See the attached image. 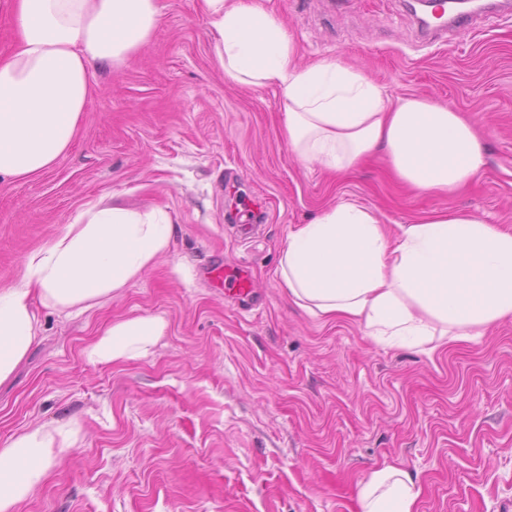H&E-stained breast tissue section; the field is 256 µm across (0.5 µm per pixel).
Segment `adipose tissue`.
<instances>
[{
	"label": "adipose tissue",
	"instance_id": "1",
	"mask_svg": "<svg viewBox=\"0 0 512 512\" xmlns=\"http://www.w3.org/2000/svg\"><path fill=\"white\" fill-rule=\"evenodd\" d=\"M202 2L225 77L280 90L288 143L301 160L343 173L380 150L403 184L448 195L480 174L482 141L461 112L416 96L390 99L335 60L299 67L272 13L252 0ZM13 18L19 47L0 59V179L40 174L69 149L91 92L90 64L136 52L159 10L156 0H14ZM175 224L166 206L98 204L32 254L23 285L0 288V381L39 333L33 295L68 309L124 288L168 249ZM279 276L313 315L363 325L384 348L433 350L512 318V230L451 209L391 234L373 209L342 202L291 231ZM165 328L159 316L115 322L86 356L140 357ZM64 435L37 429L0 448V512H16L46 483ZM421 493L418 475L387 465L362 483L359 512H417Z\"/></svg>",
	"mask_w": 512,
	"mask_h": 512
}]
</instances>
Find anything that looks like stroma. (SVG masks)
Listing matches in <instances>:
<instances>
[{
  "instance_id": "35a3bbf8",
  "label": "stroma",
  "mask_w": 512,
  "mask_h": 512,
  "mask_svg": "<svg viewBox=\"0 0 512 512\" xmlns=\"http://www.w3.org/2000/svg\"><path fill=\"white\" fill-rule=\"evenodd\" d=\"M299 65L366 70L391 98L463 112L485 166L452 195L404 188L379 158L332 176L301 161L281 94L224 76L202 0H157L125 61L95 68L68 151L0 181V287L88 205L169 207L167 251L79 314L38 306L39 335L0 383V448L72 424L70 450L18 512H357L362 481L419 471L418 512H512V323L433 354L385 349L363 327L296 306L276 268L288 234L356 202L395 227L467 210L512 227V19L449 43L415 42L406 0H256ZM257 196L242 237L236 200ZM246 265L257 304L209 270ZM163 316L146 355L93 363L112 323Z\"/></svg>"
}]
</instances>
